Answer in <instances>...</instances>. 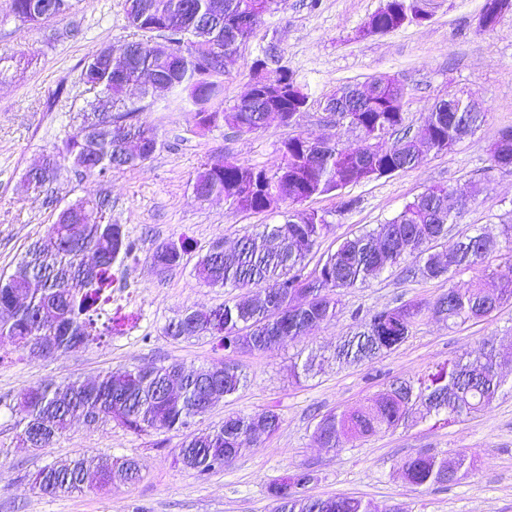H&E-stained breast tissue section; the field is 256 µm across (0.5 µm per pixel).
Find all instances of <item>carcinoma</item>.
I'll use <instances>...</instances> for the list:
<instances>
[{
  "label": "carcinoma",
  "mask_w": 512,
  "mask_h": 512,
  "mask_svg": "<svg viewBox=\"0 0 512 512\" xmlns=\"http://www.w3.org/2000/svg\"><path fill=\"white\" fill-rule=\"evenodd\" d=\"M285 0H224L221 15L201 31L199 18L207 14L209 0H125L130 27L141 38L123 44L129 49L122 80L90 56L83 69L86 84L105 94L108 110L90 104L80 113V123L60 151L44 155L40 173L25 174L41 190L56 181L66 164L87 177H105L117 167H138L161 148L157 131L139 117L141 107L126 103L136 89L149 96L143 76L153 72L167 80L171 92L194 114L198 127L220 124L236 133L263 127L269 101L258 98L245 107L224 106V68L219 49L231 40L244 42L262 24L264 16ZM412 0H392L374 13L369 23L387 31L410 24ZM68 8L67 0H9L13 18L38 25L56 19ZM169 39L175 47L162 55L154 43ZM365 96L367 107L354 113L358 146L321 142V156H310L308 138L298 133L288 138V150L279 152L272 168H258L226 158L206 163L191 179L197 200L222 197L236 209L265 210L264 195L278 194L292 205L389 175L393 168L408 169L423 160L422 145L447 151L482 126L486 112H450L448 101H438L428 122L412 134L404 128V88L379 77L359 89L342 86L325 106L344 109L355 96ZM142 144V151L123 161L127 135ZM391 143H386L387 139ZM492 162L512 167V128L503 130L490 148ZM404 205L384 224L344 239L327 254L318 275L304 273V261L331 229L327 214L315 210L301 218L288 213L282 224L267 225L258 233H245L231 251H208L194 273L208 286L238 290L260 288L251 299L225 302L214 309L187 308L166 324L162 334L172 340L210 336L226 349L265 350L288 345L336 318L340 290L364 285L387 267L411 257L414 271L427 279L472 273L470 287H450L433 305L436 313L458 326L488 317L512 300V224L502 225L501 237L483 232L469 235L446 254L435 247L457 223L478 185L463 195L435 185ZM112 201L104 196L81 198L52 215L44 233L33 239L9 274H0V346L10 345L30 355L51 357L60 351L100 342L103 332H123L126 318L112 317L105 330L97 329L101 293L112 287L114 265L135 250L122 224L112 223ZM508 248L507 271L490 268L488 260ZM186 253L183 240L158 244L151 261L161 275L180 266ZM423 308L405 304L374 312L359 331L336 347V358L370 361L399 346L409 335ZM503 379L496 348L490 344L474 359L450 360L417 381H396L360 408L330 412L315 426L314 438L323 448L341 447L349 436L365 437L399 426L410 417L435 414L448 424L476 414L496 399ZM244 386L239 367L193 368L172 361L139 368L110 370L92 381L72 379L57 385L35 384L19 395L16 411L22 427L20 442L38 450L53 444L66 424L75 418L90 426L114 423L135 433L180 431L211 407L213 392L228 397ZM279 413L267 408L249 415H232L205 431L184 434L177 459L182 467L204 477L250 452L260 434L275 433ZM432 454H417L402 467L404 480L413 486L450 484L465 468ZM94 474L102 486L114 481L136 483L141 466L132 457L79 456L40 469L32 482L40 493L65 496L84 488ZM316 480L301 469L270 488L273 512H371L370 504L350 496L312 499L301 489Z\"/></svg>",
  "instance_id": "carcinoma-1"
}]
</instances>
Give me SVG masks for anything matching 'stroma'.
<instances>
[{
  "mask_svg": "<svg viewBox=\"0 0 512 512\" xmlns=\"http://www.w3.org/2000/svg\"><path fill=\"white\" fill-rule=\"evenodd\" d=\"M385 0H286L267 15L237 53L224 63V102L244 96L253 60L276 51L309 94V106L296 125L273 119L257 131L238 134L223 127L196 128L190 113L166 97L151 100L142 113L162 142L143 167L116 169L107 178H86L68 169L49 191L34 194L25 172L53 148L63 146L78 125L76 115L98 97L83 80V66L100 46L137 39L124 13V0H71L70 10L32 26L8 18L0 0V272L11 270L27 243L43 234L52 201L109 195L112 221L123 225L136 244L112 287V306L135 312L138 320L103 343L59 352L50 358L0 348V512H271L268 487L285 473L308 468L316 481L305 495L354 496L374 512L397 503L408 512H512V301L490 317L449 327L432 305L449 287H466L469 274L453 280L425 279L403 262L365 285L342 290L336 318L299 341L271 349H223L208 336L171 340L162 329L185 309H210L232 298L231 289L209 287L193 267L215 243L233 247L245 232L279 224L285 209L235 210L224 199L193 197L190 181L201 165L218 157L271 167L283 141L304 133L324 141L356 145L355 135L329 121L323 104L344 85H364L380 76L397 78L408 91L405 122L425 124L438 99L467 94L485 110V123L447 152H427L422 163L379 179L353 184L307 200L305 209L327 213L331 230L306 261L319 267L345 238L374 228L432 185L483 190L439 244L451 250L461 234L482 230L495 235L512 223V169L494 165L489 145L499 130L512 127V11L483 29L484 0H426L427 20L364 36L360 30ZM189 238L182 266L157 275L150 256L164 241ZM419 302L426 310L407 339L391 352L362 364H341L336 346L376 310ZM495 342L506 383L480 413L445 426L436 416L408 421L396 429L350 438L333 451L321 448L313 432L328 412L352 410L448 359H467ZM316 354L318 366L295 376L298 354ZM178 361L189 367H220L232 362L247 382L236 395L218 401L192 423L193 430L221 424L230 414L272 408L280 429L262 437L258 448L224 470L205 477L183 469L175 457L180 435L133 433L115 424L97 427L72 420L47 448L20 444L17 418L3 406L23 389L71 378L93 379L113 368ZM448 460L465 456L466 476L452 484L415 487L402 477V465L418 453ZM111 454L139 460L143 479L134 486L114 482L67 497L34 490L40 468L78 455Z\"/></svg>",
  "mask_w": 512,
  "mask_h": 512,
  "instance_id": "35a3bbf8",
  "label": "stroma"
}]
</instances>
